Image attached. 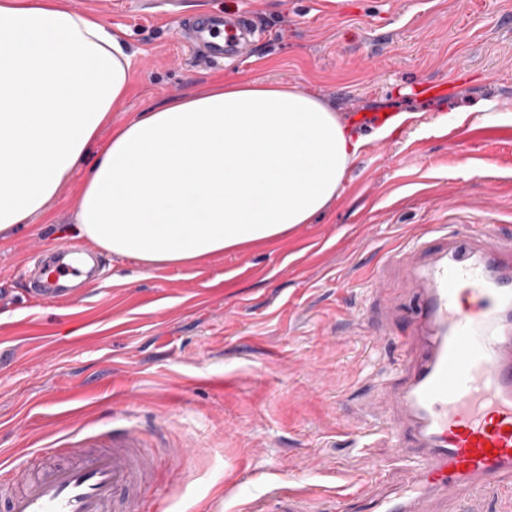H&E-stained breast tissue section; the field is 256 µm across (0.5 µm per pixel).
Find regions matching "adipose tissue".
<instances>
[{
    "label": "adipose tissue",
    "instance_id": "obj_1",
    "mask_svg": "<svg viewBox=\"0 0 512 512\" xmlns=\"http://www.w3.org/2000/svg\"><path fill=\"white\" fill-rule=\"evenodd\" d=\"M131 67L62 0H0V234L79 171L72 233L148 269L189 266L311 223L363 145L297 85L237 78L111 125Z\"/></svg>",
    "mask_w": 512,
    "mask_h": 512
}]
</instances>
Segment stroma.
I'll use <instances>...</instances> for the list:
<instances>
[{
	"instance_id": "1",
	"label": "stroma",
	"mask_w": 512,
	"mask_h": 512,
	"mask_svg": "<svg viewBox=\"0 0 512 512\" xmlns=\"http://www.w3.org/2000/svg\"><path fill=\"white\" fill-rule=\"evenodd\" d=\"M133 54L119 124L165 99L245 77L298 85L368 141L324 214L276 241L187 267L104 254L76 302L28 295L70 243L75 183L0 238V459L136 427L157 449L146 512H249L270 492L330 499L375 463L403 477L377 394L404 367L410 288L389 258L424 224L512 233V0H65ZM214 12L252 53L205 63L181 42ZM454 83L420 96L422 83ZM402 115L372 138L367 116ZM184 448L170 466L166 448Z\"/></svg>"
}]
</instances>
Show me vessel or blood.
<instances>
[{
	"label": "vessel or blood",
	"instance_id": "obj_1",
	"mask_svg": "<svg viewBox=\"0 0 512 512\" xmlns=\"http://www.w3.org/2000/svg\"><path fill=\"white\" fill-rule=\"evenodd\" d=\"M224 19L198 24L190 45L200 60L244 54L247 42L222 36ZM396 259L415 288L405 313L408 357L387 395L388 431L406 461L396 486L370 487L339 512H472L493 490L512 491V237L492 224L462 230L429 224ZM95 271L45 269L39 295L71 294L70 280ZM137 428L109 429L68 443L69 461L32 470L0 466V512H140L139 486L151 470ZM253 512H318L302 493H273Z\"/></svg>",
	"mask_w": 512,
	"mask_h": 512
}]
</instances>
